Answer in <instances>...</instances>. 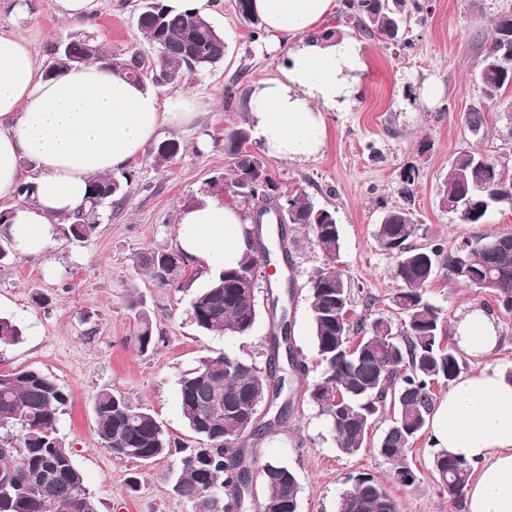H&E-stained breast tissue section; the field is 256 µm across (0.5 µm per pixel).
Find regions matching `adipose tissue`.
I'll list each match as a JSON object with an SVG mask.
<instances>
[{
	"mask_svg": "<svg viewBox=\"0 0 512 512\" xmlns=\"http://www.w3.org/2000/svg\"><path fill=\"white\" fill-rule=\"evenodd\" d=\"M335 0H253L264 28L287 47L282 77L261 83L251 112L267 149L302 160L323 144L324 113L342 110L365 68L361 47L346 37L320 38L313 29L332 14ZM198 116L193 100L166 108L145 85L101 63L46 76L29 41L0 32V200L14 201L20 183L34 187L0 226L25 256L43 257L57 242L60 219L83 206L91 183L126 167L161 128ZM35 164L25 172L23 161ZM250 222L242 209L206 197L182 208L176 242L187 259L215 274L249 251ZM454 341L482 364L459 377L440 398L428 428L434 448L475 468L464 490L465 512H512V381L486 364L500 329L482 309L452 327Z\"/></svg>",
	"mask_w": 512,
	"mask_h": 512,
	"instance_id": "ef3b65f1",
	"label": "adipose tissue"
}]
</instances>
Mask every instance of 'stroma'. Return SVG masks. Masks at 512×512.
Listing matches in <instances>:
<instances>
[{"label": "stroma", "mask_w": 512, "mask_h": 512, "mask_svg": "<svg viewBox=\"0 0 512 512\" xmlns=\"http://www.w3.org/2000/svg\"><path fill=\"white\" fill-rule=\"evenodd\" d=\"M139 0H99L90 15L68 20L52 9V0H23L24 17L12 12L14 0H0V31L29 39L41 58L49 47L70 38H92L120 54L136 49L147 59L157 50L138 33ZM425 10L409 16L405 37L412 48L360 37L353 25L329 15L319 31L335 29L359 39L366 68L358 73L355 92L342 111L325 114L320 150L302 161L273 156L259 134L248 147L265 164L279 193L303 191L320 207L335 211L342 247L334 266L348 281L353 297V321L377 317L397 319L393 297L400 284L393 275L395 259L384 251L375 226L383 210L410 206L417 219L413 245L459 242L512 232V207L490 211L485 223L462 224L440 204V192L459 152L475 151L498 160L512 177V87L497 103H485L475 75L494 18L512 13V0H420ZM210 21L229 36L226 59L217 67L157 87L162 103L191 96L199 115L188 126L167 129L163 138L178 140L183 150L168 165H158L152 151L128 166L130 193L121 208L103 207L95 233L84 241L58 238L47 259L13 254L0 266V315L28 314L21 322L19 342L0 347V372L34 368L52 375L68 392L69 403L59 432L73 449L86 484L102 504V512H193L191 504L171 488L175 457L141 463L117 458L96 435L92 399L103 388L128 395L145 405L172 434L187 437L179 405L178 379L201 358L238 355L265 367L269 340L278 328L267 309H260L251 332L225 344L223 337L197 331L186 318L188 304L209 276L187 262L183 279L158 286L136 270L144 252L176 246L179 211L188 203L214 196L213 183L230 180V157L224 151L227 131L253 122L255 91L267 79L280 76L286 47L271 36L251 39L241 24L235 0H210ZM481 107L486 123L472 133L465 117ZM416 169L410 198L400 193V172ZM288 266L291 295L287 301L291 345L306 365L294 378L290 413L274 430L250 435L251 469L277 459L295 472L299 483L298 512H337L349 476L373 474L395 498L399 512H463V501H449L432 470L434 450L421 438L408 456L418 479L403 486L373 448L344 456L333 433L306 390L319 379L320 365L310 329V278L328 262L311 232L288 226ZM52 261L54 276L43 265ZM428 297L448 321L479 307L493 305L491 296L439 273L427 287ZM48 298L47 306L35 296ZM149 311L158 338L153 350L140 353L132 341L130 297ZM138 474L140 486L130 492L126 479Z\"/></svg>", "instance_id": "stroma-1"}]
</instances>
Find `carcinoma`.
<instances>
[{"instance_id": "carcinoma-1", "label": "carcinoma", "mask_w": 512, "mask_h": 512, "mask_svg": "<svg viewBox=\"0 0 512 512\" xmlns=\"http://www.w3.org/2000/svg\"><path fill=\"white\" fill-rule=\"evenodd\" d=\"M421 13L419 0H343L342 14L371 38H398L409 9ZM239 17L254 39L264 35L260 19L253 13L252 0H236ZM138 32L158 52V59L145 61L138 53L119 60L100 43L87 38L67 41L70 49H50L47 72L81 66L91 60L105 64L127 78L164 86L177 84L190 72L217 66L224 60V36L207 18L191 11H176L166 0H141L136 15ZM478 83L483 98L494 101L512 86V21L499 15L484 49ZM249 131L237 128L224 134V150L232 159L230 184L247 193L256 207L270 201L276 186L264 162L247 143ZM181 151L175 139L159 142L153 149L163 165ZM131 176L98 178L88 198L87 210L67 219L64 235L82 241L96 229L102 207H121L128 196ZM456 203L450 213L462 224H481L496 207L512 205V179L498 162L471 151L458 154L442 190L441 204L447 206L448 192ZM288 223L309 227L317 244L333 263L341 249L335 213L318 207L305 192L286 195ZM415 233L413 213L403 208L388 209L376 228L380 246L396 258L393 274L401 283L393 297L401 314L399 321L378 318L370 323L343 321L350 308L347 281L332 267L310 279V324L316 356L323 366L320 380L308 390L309 401L325 415L335 434L336 449L355 455L366 448V432L379 416L389 413L391 424L376 451L390 466L394 480L404 486L417 481L406 459L416 440L426 431L434 410L433 384L452 382L466 366V358L445 329L441 310L427 296V285L444 267L448 278L460 280L482 293L486 280L494 279L492 296L499 310L512 316V233L474 238L447 252L443 244L417 247L410 244ZM136 265L160 286H169L185 274V257L177 250L142 253ZM256 250L247 253L238 267L210 278L194 293L187 318L202 333L243 336L255 320V299L235 288V278L248 269L259 268ZM135 310L133 343L145 353L157 343L153 322L140 304ZM358 334L357 342L352 335ZM21 328L0 316V344L20 340ZM283 341L273 336L266 369L238 356L203 358L179 380V403L193 445L179 443L151 410L112 389L95 394L97 436L103 447L118 458L154 461L180 449L179 467L172 472V490L192 503L195 512H233L239 506L238 487L247 484L249 449L244 438L257 431L255 422L242 413L250 396L259 400L280 397L285 378L277 377ZM69 401L66 391L51 376L32 368L0 373V512H100V503L87 487L74 461L72 449L59 434V422ZM433 466L448 499L463 496L474 468L464 459L438 451ZM260 475L265 503L278 502L280 512H297L298 483L288 465L266 461ZM355 488L346 490L337 512H398L396 501L371 474L348 478ZM234 498L224 501V491Z\"/></svg>"}]
</instances>
